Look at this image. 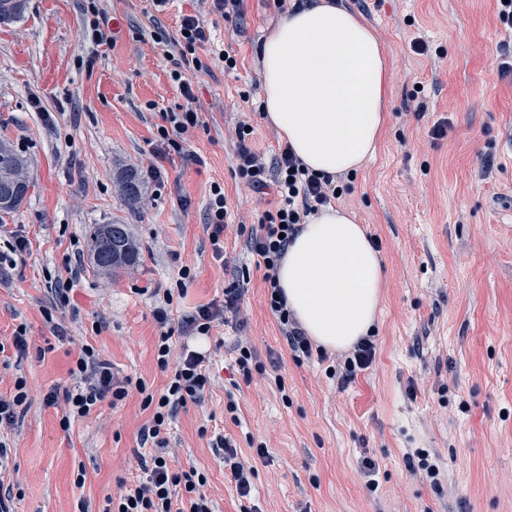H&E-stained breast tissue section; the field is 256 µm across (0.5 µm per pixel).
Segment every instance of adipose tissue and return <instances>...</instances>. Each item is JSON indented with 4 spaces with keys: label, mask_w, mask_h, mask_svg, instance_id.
<instances>
[{
    "label": "adipose tissue",
    "mask_w": 512,
    "mask_h": 512,
    "mask_svg": "<svg viewBox=\"0 0 512 512\" xmlns=\"http://www.w3.org/2000/svg\"><path fill=\"white\" fill-rule=\"evenodd\" d=\"M261 111L310 171L359 170L387 122L386 53L370 26L334 0H306L265 39ZM384 268L355 213L327 206L289 243L279 282L317 344L346 349L370 334L384 302Z\"/></svg>",
    "instance_id": "ef3b65f1"
}]
</instances>
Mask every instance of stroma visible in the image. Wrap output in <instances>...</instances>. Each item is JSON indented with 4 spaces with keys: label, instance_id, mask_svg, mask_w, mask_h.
Returning a JSON list of instances; mask_svg holds the SVG:
<instances>
[{
    "label": "stroma",
    "instance_id": "obj_1",
    "mask_svg": "<svg viewBox=\"0 0 512 512\" xmlns=\"http://www.w3.org/2000/svg\"><path fill=\"white\" fill-rule=\"evenodd\" d=\"M373 29L388 55L387 125L378 154L354 174L339 205L380 243L384 307L374 324L376 358L346 387L326 363L296 360L266 302L262 273L239 224L273 206L233 174L234 130L254 128L253 145L273 161L284 142L261 115V43L283 18L274 0H245L235 28L211 0H98L113 30L97 44L85 0H26L23 17L0 25V138L26 161V201L0 220V244L25 236L0 278V394L24 378L28 407L7 437L13 512H104L118 479L139 475L134 452L149 420L137 392L99 403L62 430V410L43 396L63 385L83 346L115 372L160 390L156 364L159 290L180 291L173 321L222 303L239 276L250 279L239 322L217 324L205 341L213 379L203 401L180 410L169 446L196 467L218 512H512V76L500 72L503 35L495 0H341ZM198 16L211 46L226 47V73L199 48L190 71L200 124L191 163L158 156L164 111L184 102L164 52L185 16ZM429 51L412 50L414 40ZM425 87L426 115L409 95ZM249 100H242L241 92ZM444 132L432 133L435 123ZM498 164L482 177L481 160ZM145 182L137 208L116 176ZM236 217L216 258L207 228L212 186ZM117 223L140 245V260L117 274L92 267L96 225ZM188 266L193 278L182 283ZM71 279L67 301L57 279ZM26 327L28 351L12 337ZM249 342L261 362L244 381L233 347ZM238 403L236 414L225 409ZM253 458L255 489L239 497L212 448L215 434ZM427 448L446 480L412 475L404 455ZM379 466L369 491L362 458ZM85 482L76 485L77 472Z\"/></svg>",
    "mask_w": 512,
    "mask_h": 512
}]
</instances>
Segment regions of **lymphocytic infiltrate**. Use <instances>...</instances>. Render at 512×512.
Masks as SVG:
<instances>
[{"mask_svg":"<svg viewBox=\"0 0 512 512\" xmlns=\"http://www.w3.org/2000/svg\"><path fill=\"white\" fill-rule=\"evenodd\" d=\"M210 36L197 17L183 18L174 43L179 48L170 73L186 106L166 112L165 127L159 128L165 154L177 156L180 161H194L195 155L187 148L186 134L195 129L198 112L194 106L196 95L187 75L188 69L197 68L200 60L197 47L208 43ZM234 175L254 191H262L275 184L278 200L257 216L247 236L246 246L254 256L257 267L263 268L267 286V305L295 357L318 358L328 365L326 373L346 384L357 374L369 368L376 355L372 337L360 338L342 354L340 361L329 362L325 348L312 342L290 312L278 272L285 257L288 241L301 229L308 216L339 198L344 192L333 176L310 172L295 155L291 147H284L274 164H267L254 150L250 133L245 126L235 130ZM246 286L236 280L224 290L222 304L199 307L182 318L179 326H171L169 308L173 304L171 292H164L163 301L154 311L159 328L156 361L159 369L170 370L171 376L162 392L150 390L144 381H135L114 373L112 365L102 359L90 346L83 347L68 371L70 387L52 389L44 396L46 406L63 405L60 420L62 428H69L72 419L88 416L105 399L123 401L130 390H137L143 408L152 412L150 421L143 425L141 443L150 447L149 454H137L141 474L133 482H120L119 492L107 499L105 512H216L212 499L203 491L206 478L195 468H182L173 462L168 433L171 422L181 408L199 404L211 385V377L204 353L190 349L189 345L174 346V333L208 335L214 322L238 319ZM221 453L224 470L237 493L250 497L255 476L254 466L242 458V451L233 439L217 436L213 444Z\"/></svg>","mask_w":512,"mask_h":512,"instance_id":"lymphocytic-infiltrate-1","label":"lymphocytic infiltrate"}]
</instances>
